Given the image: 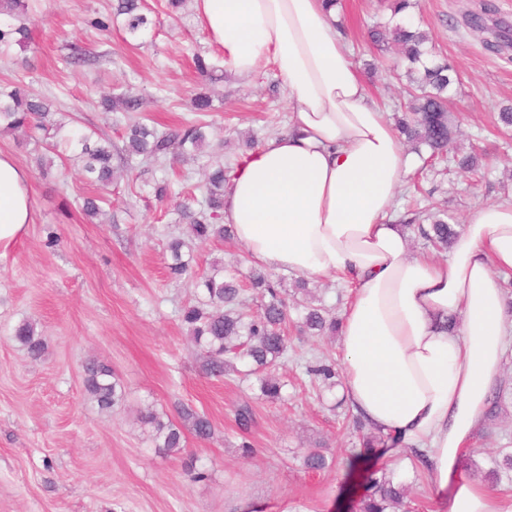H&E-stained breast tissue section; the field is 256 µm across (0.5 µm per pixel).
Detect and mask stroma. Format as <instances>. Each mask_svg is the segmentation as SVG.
Masks as SVG:
<instances>
[{
  "label": "stroma",
  "instance_id": "1",
  "mask_svg": "<svg viewBox=\"0 0 512 512\" xmlns=\"http://www.w3.org/2000/svg\"><path fill=\"white\" fill-rule=\"evenodd\" d=\"M146 3L149 24L134 40L121 21L107 30L91 25L116 0H38L27 47L0 59V84L23 85L52 100L74 125L113 138L123 129L114 113L102 111L101 97L142 98L144 123L205 125L225 166L238 168L247 137L261 143L285 128L284 86L275 85L270 66L248 81L219 67L212 79L200 77L195 55L217 54L191 0L175 15L166 0ZM341 3L336 21L350 58L373 97L393 111L407 98L404 65L388 54L375 70L366 68L375 55L367 29L389 17L390 0ZM414 16L460 79L447 103L459 119L458 140L485 150L487 160L477 175L417 169L398 191V209L432 202L461 225L474 205L512 197V130L497 126L500 109L512 105V48L486 47L498 30L512 28V0H415ZM74 54L89 56V63L69 64ZM199 92L211 97L212 111L188 110ZM0 152L28 169L34 201L33 224L0 255V512H356L371 467L392 469L410 484L408 512H436V495L408 452L388 457L379 447L369 462L347 468L360 434L339 405L341 391H324L306 373L311 361L339 359L338 337H309L289 325L288 354L274 369L285 384L279 402L256 399L255 376L203 373L182 321L194 289L168 269L176 216L153 191L165 176L175 190L195 189L199 162L179 163L171 175L132 165L110 187L102 223L93 224L79 203L96 189L73 162H56L40 175L30 147L7 133H0ZM51 233L58 242L50 247ZM192 255L199 273L216 260L244 278L255 268L232 239L194 245ZM25 320L48 344L43 358H30L12 338ZM92 357L111 367L125 393L108 411L84 389L83 366ZM497 389L501 403L484 419L462 474L490 468L499 449L512 448V351ZM246 402L253 422L243 432L235 411ZM185 406L210 419L211 438L188 432L181 452H159L140 412L178 425ZM245 439L254 448L248 457L239 449ZM309 448L336 457L338 466L305 471L300 458Z\"/></svg>",
  "mask_w": 512,
  "mask_h": 512
}]
</instances>
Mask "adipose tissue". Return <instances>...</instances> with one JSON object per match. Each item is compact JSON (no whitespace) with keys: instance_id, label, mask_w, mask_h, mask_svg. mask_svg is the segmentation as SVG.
Returning a JSON list of instances; mask_svg holds the SVG:
<instances>
[{"instance_id":"ef3b65f1","label":"adipose tissue","mask_w":512,"mask_h":512,"mask_svg":"<svg viewBox=\"0 0 512 512\" xmlns=\"http://www.w3.org/2000/svg\"><path fill=\"white\" fill-rule=\"evenodd\" d=\"M194 9L226 72L247 80L273 65L291 105L285 131L234 172L222 223L267 270L348 280L339 349L350 407L425 454L447 512H501L459 471L512 345L500 280L512 271V201L475 206L444 259L410 254L395 196L421 158L353 67L324 0ZM33 222L29 173L0 153V252ZM448 316L455 331L440 327Z\"/></svg>"}]
</instances>
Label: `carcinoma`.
Listing matches in <instances>:
<instances>
[{"instance_id": "carcinoma-1", "label": "carcinoma", "mask_w": 512, "mask_h": 512, "mask_svg": "<svg viewBox=\"0 0 512 512\" xmlns=\"http://www.w3.org/2000/svg\"><path fill=\"white\" fill-rule=\"evenodd\" d=\"M30 2L32 0H0V57L29 42L34 22ZM409 7V0H393L391 18L370 30L374 46L384 51L386 46L394 44L406 63L409 99L402 115L396 117V126L413 150L418 151L424 145L431 155H446L458 168L473 170L478 165V157L472 153L462 155L453 145L454 124L446 105L448 89L454 82L452 68L445 61L433 59L427 32L396 20L397 15ZM142 8V0H117L115 16L123 17V29L132 39L138 38L148 23ZM101 104L105 111L123 115L127 130L121 148L109 139H96L92 133L69 127L64 117H56L48 101L33 96L20 85L0 87V129L19 132L26 142L34 141V160L40 172H47L54 158L67 157L80 166L90 184L102 190L109 187L116 174L136 157L141 164L155 168L187 154L200 155L209 146L201 125L189 124L163 131L144 124L135 117L141 108V101L135 96H106ZM228 181V168L224 167V162L218 156L208 154L203 167L202 201L197 203L194 196L188 195L176 203L179 220L188 225L191 240L205 244L233 235L231 227L221 224L224 186ZM403 227L444 248L457 235L456 225L438 216L434 217L428 232L411 220L403 223ZM186 246V241L179 237H172L168 242L173 259L170 271L176 276L188 273L190 260L183 259ZM250 282L252 290L261 299L260 311L254 316L244 311L245 303L240 298L237 278L231 273L224 274V266L215 263L209 272L195 280L201 298L184 310L183 320L190 326L194 343L205 350L203 370L210 377L237 373L240 363L251 364L259 370L276 365L288 350V336L283 326L288 319L290 301L303 309V332L310 336L336 332L338 322L329 309L298 297L307 292L305 280L296 281L298 293L292 295L283 289V279L275 280L261 271L252 272ZM12 337L32 358L40 357L45 351L46 343L30 321L15 326ZM307 372L329 388L336 385V364L331 361L320 360L308 367ZM85 389L102 409H110L123 399L112 370L96 361L85 366ZM281 389L279 378L270 371L258 380L260 395L270 402L281 399ZM181 414L197 438L205 440L211 436L213 427L207 416L190 408L181 409ZM141 420L152 428L155 447L167 453L182 448L183 433L179 427L163 422L150 412ZM502 453V460L488 472V478L497 480L503 473H512V450L504 448ZM330 464L331 460L320 450H311L302 458V466L308 472H321ZM408 489L409 484L394 482V473L375 471L368 478L357 512H388L391 505L403 502Z\"/></svg>"}]
</instances>
